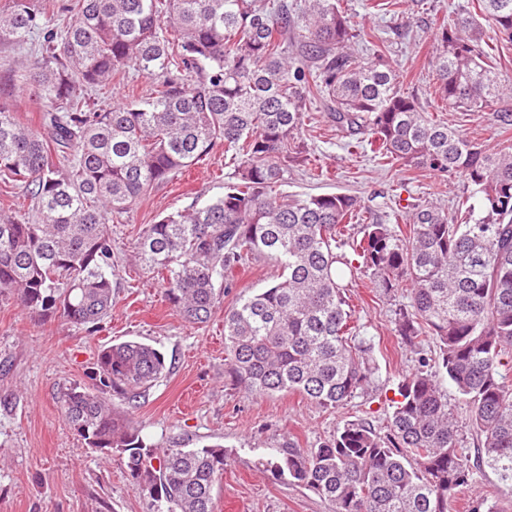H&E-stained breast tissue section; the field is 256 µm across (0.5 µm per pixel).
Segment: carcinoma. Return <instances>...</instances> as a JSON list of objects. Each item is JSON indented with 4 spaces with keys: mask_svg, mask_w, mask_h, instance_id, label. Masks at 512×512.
Here are the masks:
<instances>
[{
    "mask_svg": "<svg viewBox=\"0 0 512 512\" xmlns=\"http://www.w3.org/2000/svg\"><path fill=\"white\" fill-rule=\"evenodd\" d=\"M480 14L437 33L435 95L512 128V82L490 65L483 23L512 42V0H477ZM50 23L32 0L0 9V45L38 37L17 64L38 86L40 127L0 102V185L29 201L0 215V297L42 318L94 332L112 313L111 224L159 183L218 147L234 173L222 195L147 225L143 265L163 273L165 296L191 324L224 302V276L249 256L277 267L272 282L224 310V372L254 394L298 392L335 410L375 383L372 344L354 335L347 288L405 289L397 331L421 357L399 380L380 431L343 425L317 447L290 443L266 465L319 495L329 512H450L456 489L486 464L512 483V147L491 151L425 112L404 92L388 49L355 30L342 0H63ZM129 70L148 96L108 109L90 91ZM326 103L346 147L387 162L454 176L472 186L451 215L413 204L399 225L371 218L351 194L279 191L285 170L307 162L301 132ZM485 216L474 218L471 198ZM349 247L350 252L343 251ZM169 372L153 346L127 340L99 350L64 395L63 414L85 444L118 454L161 512H214L224 448L157 449L130 408ZM469 408V455L443 382Z\"/></svg>",
    "mask_w": 512,
    "mask_h": 512,
    "instance_id": "carcinoma-1",
    "label": "carcinoma"
}]
</instances>
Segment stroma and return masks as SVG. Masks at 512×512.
<instances>
[{"label": "stroma", "mask_w": 512, "mask_h": 512, "mask_svg": "<svg viewBox=\"0 0 512 512\" xmlns=\"http://www.w3.org/2000/svg\"><path fill=\"white\" fill-rule=\"evenodd\" d=\"M467 0H402L398 14L373 15L370 0H343L354 26L379 31L406 92L424 111L487 148L512 145V129L491 127L483 112L446 108L435 96L432 65L443 20H456ZM21 51L0 46V99L13 102L23 123H36L40 103L32 83L6 81ZM308 136L310 164L290 168L282 188L305 196L342 192L360 197L374 213L394 218L412 203L432 202L451 211L463 192L458 177L440 181L432 172L390 166L372 153L350 152L326 113L316 115ZM234 172L223 149L172 180L157 185L138 207L112 226L118 286L112 315L90 334L60 317L38 319L0 298V512H157L135 486L119 456L89 448L62 413L66 388L84 381L98 351L135 339L171 360L169 373L151 389L133 416L147 443L161 448L222 445L224 476L213 497L215 512H328L313 491L262 469L260 462L286 442L314 447L344 423L364 419L382 425L392 412L400 376L414 371L418 356L398 336L395 312L402 292L358 285L349 302L359 334L371 339L376 382L368 393L326 412L302 395H252L224 374V312L203 325L185 322L165 298L161 280L145 268L137 241L146 225L187 207L195 197H216ZM276 274L262 257L224 278L225 306L266 287ZM487 499L512 504V484L482 466L454 495L451 512H468Z\"/></svg>", "instance_id": "obj_1"}]
</instances>
